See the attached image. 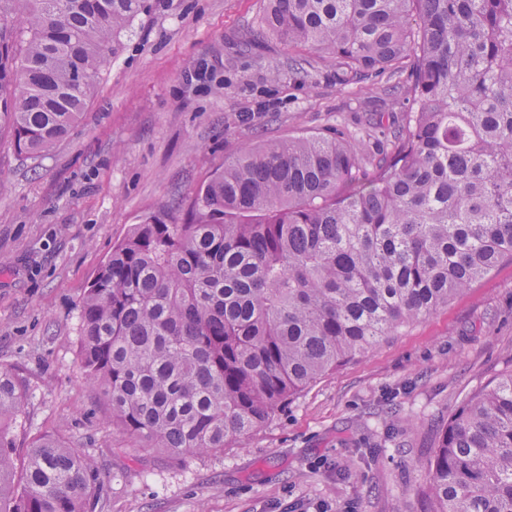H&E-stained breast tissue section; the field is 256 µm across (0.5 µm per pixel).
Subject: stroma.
Wrapping results in <instances>:
<instances>
[{
  "instance_id": "stroma-1",
  "label": "stroma",
  "mask_w": 512,
  "mask_h": 512,
  "mask_svg": "<svg viewBox=\"0 0 512 512\" xmlns=\"http://www.w3.org/2000/svg\"><path fill=\"white\" fill-rule=\"evenodd\" d=\"M146 4L65 138L33 159L0 132V367L24 395L18 448L58 434L88 454L103 512H427L421 460L465 399L512 370L510 258L221 453L136 449L86 383L80 305L133 224L188 203L244 143L340 130L379 157L411 107L407 59L344 89L313 53L293 80L291 49L269 34L235 53L261 29L263 0Z\"/></svg>"
}]
</instances>
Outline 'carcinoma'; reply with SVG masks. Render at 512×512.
Listing matches in <instances>:
<instances>
[{
    "instance_id": "cac0c4a2",
    "label": "carcinoma",
    "mask_w": 512,
    "mask_h": 512,
    "mask_svg": "<svg viewBox=\"0 0 512 512\" xmlns=\"http://www.w3.org/2000/svg\"><path fill=\"white\" fill-rule=\"evenodd\" d=\"M0 0V129L38 157L79 120L144 0ZM23 11V25L7 14ZM289 48L343 88L412 59L394 149L341 136L246 145L186 221L150 214L80 307L86 382L143 450L217 453L323 375L512 258V0H266ZM0 368V512H89L95 467L55 436L27 449ZM428 474L429 512H512V371L460 406Z\"/></svg>"
}]
</instances>
